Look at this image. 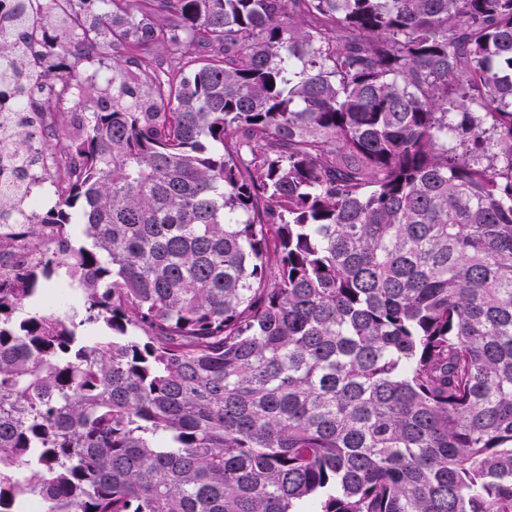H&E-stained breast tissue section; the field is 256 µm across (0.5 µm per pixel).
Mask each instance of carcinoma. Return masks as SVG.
<instances>
[{
	"label": "carcinoma",
	"instance_id": "cac0c4a2",
	"mask_svg": "<svg viewBox=\"0 0 512 512\" xmlns=\"http://www.w3.org/2000/svg\"><path fill=\"white\" fill-rule=\"evenodd\" d=\"M29 2L0 512H512V0Z\"/></svg>",
	"mask_w": 512,
	"mask_h": 512
}]
</instances>
